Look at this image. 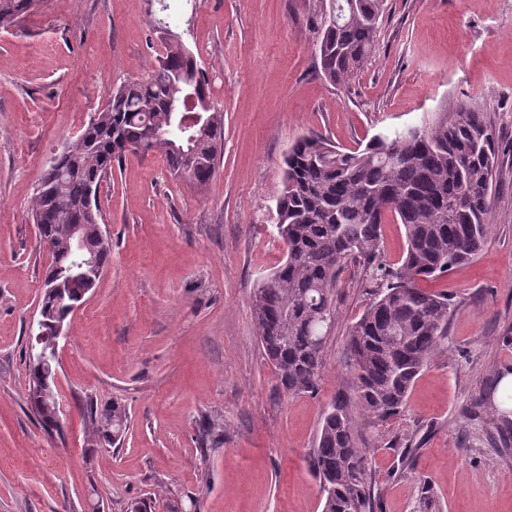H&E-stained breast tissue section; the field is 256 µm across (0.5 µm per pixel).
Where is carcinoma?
<instances>
[{"instance_id":"carcinoma-1","label":"carcinoma","mask_w":512,"mask_h":512,"mask_svg":"<svg viewBox=\"0 0 512 512\" xmlns=\"http://www.w3.org/2000/svg\"><path fill=\"white\" fill-rule=\"evenodd\" d=\"M383 7L384 0H331L318 44V70L326 81L345 85L354 77L375 45ZM32 9V0H0V28L13 26ZM189 82L205 111L215 116L210 133L191 143L170 112ZM223 122L195 55L176 43L148 78L111 92L89 119V142L72 141L61 159L60 180L39 178L32 221L44 224L43 235L54 246L42 284V308L51 317L38 324L45 342L54 336V317L68 318L69 305L80 302L77 290L62 295L47 282L71 273L70 224L89 192L98 191L113 163L123 158L113 141H147L145 151L162 152L174 177L202 188L215 174ZM497 155L487 108L469 99L454 112L435 113L423 126L378 133L362 149L343 150L317 134L304 135L284 158L275 212L285 260L252 295L254 322L280 389L290 396L319 390L341 273L355 262L381 271L375 298L347 341L351 390L337 393L329 404L310 454L309 465L324 486L322 512H374V489L352 411L360 409L375 423L398 416L447 335L452 300L419 282L448 275L484 248ZM390 217L405 232V249L395 263L386 262L380 250L382 226ZM108 409L128 421L118 402L100 407L90 400L85 415L98 443L113 447L126 428L101 421ZM201 440L205 446L221 444V424L207 421Z\"/></svg>"}]
</instances>
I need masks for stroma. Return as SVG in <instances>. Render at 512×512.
<instances>
[{
	"instance_id": "obj_1",
	"label": "stroma",
	"mask_w": 512,
	"mask_h": 512,
	"mask_svg": "<svg viewBox=\"0 0 512 512\" xmlns=\"http://www.w3.org/2000/svg\"><path fill=\"white\" fill-rule=\"evenodd\" d=\"M39 0L0 29V512H322L309 467L346 340L374 273L348 266L317 394L290 396L257 338L251 296L285 257L274 215L300 135L344 148L484 103L499 142L484 250L445 279L448 335L404 413L356 415L375 512H512V412L492 396L512 370V0H385L375 47L346 85L319 73L330 0ZM197 57L224 114L205 189L157 151L113 166L98 201L110 264L70 317L46 433L27 403L31 324L49 257L31 218L50 156L113 89L147 76L172 40ZM129 412L119 448L92 446L86 398ZM223 444L202 449V420Z\"/></svg>"
}]
</instances>
